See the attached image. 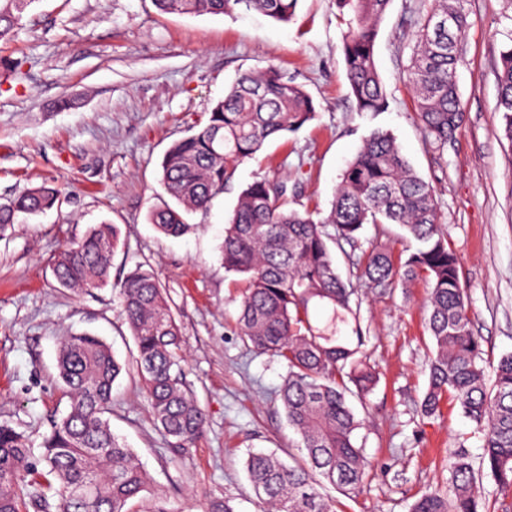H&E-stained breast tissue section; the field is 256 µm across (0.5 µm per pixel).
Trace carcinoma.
Returning <instances> with one entry per match:
<instances>
[{
	"label": "carcinoma",
	"mask_w": 512,
	"mask_h": 512,
	"mask_svg": "<svg viewBox=\"0 0 512 512\" xmlns=\"http://www.w3.org/2000/svg\"><path fill=\"white\" fill-rule=\"evenodd\" d=\"M36 0H0V42L13 38ZM391 0H336L346 25L342 56L349 93L360 113L383 112L386 95L375 60L378 25ZM298 0H153L165 14L221 15L243 6L287 22ZM468 16L461 0H431L416 33L408 65L414 106L424 135L439 147L464 122L456 82ZM498 112L512 145V42L497 64ZM315 114L311 95L277 67L243 73L217 100L207 118L174 141L160 163V184L187 211L207 213L233 180L237 167L269 142L301 129ZM297 186L264 176L244 187L224 225L221 259L243 285L238 305L240 336L254 351L287 368L280 401L288 428L299 437L301 460L254 451L245 469L263 512H334L321 491L325 482L351 495L361 491L368 469L357 443L361 428L348 397L374 390L378 372L363 352L358 289L343 280L331 245L360 250V278L376 285L422 278L429 284L427 324L433 342L428 388L421 402L427 418L440 414L448 396L483 434L480 465L502 496L500 512H512V354L501 356L488 382L481 337L470 328L459 258L440 229L433 185L401 153L391 134L375 130L347 164L329 212L292 207ZM60 203L43 183L0 203V236L20 214L38 215ZM149 223L164 235L191 229L168 205L151 211ZM367 224H397L410 254L396 266L384 248H363ZM120 239L115 224H96L58 252L54 275L75 293L111 286L134 338L138 374L154 421L174 447L187 448L204 431L207 415L184 382L181 331L170 299L154 271L141 264L111 280ZM328 314L324 324L310 312ZM126 370L98 336L66 337L57 375L69 402L52 421L34 455L24 435L0 423V512H133L149 477L132 449L104 418L112 390ZM409 512H487L468 457L460 453L442 488L421 494Z\"/></svg>",
	"instance_id": "1"
}]
</instances>
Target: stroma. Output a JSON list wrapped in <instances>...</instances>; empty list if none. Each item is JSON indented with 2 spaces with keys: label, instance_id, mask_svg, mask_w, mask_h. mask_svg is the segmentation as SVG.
<instances>
[{
  "label": "stroma",
  "instance_id": "obj_1",
  "mask_svg": "<svg viewBox=\"0 0 512 512\" xmlns=\"http://www.w3.org/2000/svg\"><path fill=\"white\" fill-rule=\"evenodd\" d=\"M428 7L392 0L375 55L388 107L361 114L348 94L336 0H299L285 23L242 7L194 16L158 13L152 0H35L14 38L0 42V58L19 61L23 72L0 76V201L46 181L61 202L0 238V423L36 445L66 414L56 354L68 333L97 334L120 360L133 361L117 290L76 295L53 274L63 241L92 224H116L112 271L146 263L157 274L181 328L185 382L207 424L191 447L172 448L131 370L113 390L114 434L137 453L168 512H206L224 499L239 512H261L243 468L248 451H301L277 397L286 368L239 334L241 286L219 258L224 226L240 190L265 175L304 173L302 204L329 210L343 170L375 129L390 132L435 188L485 359L512 353V146L501 137L496 79L512 7L463 0L469 28L457 85L465 119L440 149L421 132L405 73ZM270 65L312 95L314 119L240 164L208 214L187 215L190 232L161 235L148 215L165 200L164 152L240 74ZM427 292L421 279L359 290L365 351L379 373L373 392L353 404L371 470L358 495H336V512H408L445 484L454 453H482L474 423L454 401L435 419L420 412L433 348Z\"/></svg>",
  "mask_w": 512,
  "mask_h": 512
}]
</instances>
